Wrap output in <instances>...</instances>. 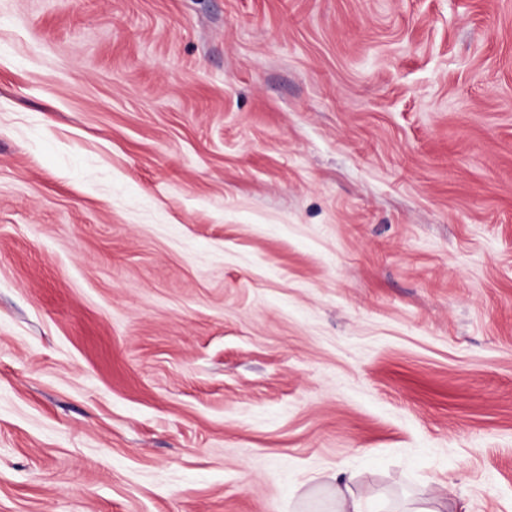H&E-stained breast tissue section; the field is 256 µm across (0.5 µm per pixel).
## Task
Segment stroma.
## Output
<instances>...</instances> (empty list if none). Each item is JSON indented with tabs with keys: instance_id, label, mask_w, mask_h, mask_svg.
Returning a JSON list of instances; mask_svg holds the SVG:
<instances>
[{
	"instance_id": "stroma-1",
	"label": "stroma",
	"mask_w": 512,
	"mask_h": 512,
	"mask_svg": "<svg viewBox=\"0 0 512 512\" xmlns=\"http://www.w3.org/2000/svg\"><path fill=\"white\" fill-rule=\"evenodd\" d=\"M512 512V0H0V512ZM348 481L343 482V486L340 484L336 485V500L339 505L338 512H371L368 502L355 495Z\"/></svg>"
}]
</instances>
